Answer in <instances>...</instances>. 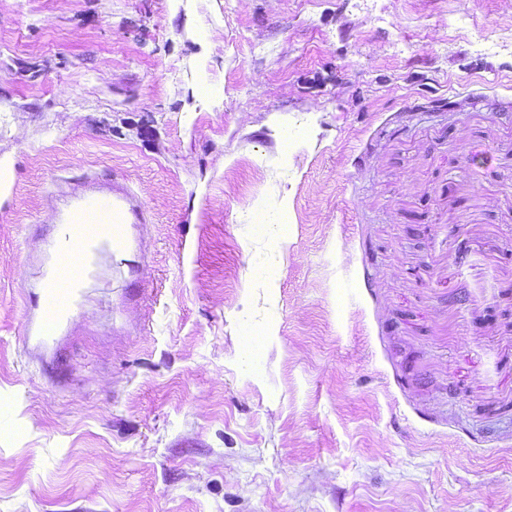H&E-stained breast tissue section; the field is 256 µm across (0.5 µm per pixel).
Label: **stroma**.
<instances>
[{
	"label": "stroma",
	"instance_id": "1",
	"mask_svg": "<svg viewBox=\"0 0 512 512\" xmlns=\"http://www.w3.org/2000/svg\"><path fill=\"white\" fill-rule=\"evenodd\" d=\"M0 171V512H512V0H0ZM127 213L124 200L100 191L84 195L71 207L59 236L49 244L51 263L43 274L42 304L28 321L29 338L38 348H49L57 331L81 305L83 288L98 253L122 250V224H127ZM78 223L84 225L79 227ZM71 271L74 273L68 274Z\"/></svg>",
	"mask_w": 512,
	"mask_h": 512
}]
</instances>
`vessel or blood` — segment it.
<instances>
[{
	"instance_id": "vessel-or-blood-1",
	"label": "vessel or blood",
	"mask_w": 512,
	"mask_h": 512,
	"mask_svg": "<svg viewBox=\"0 0 512 512\" xmlns=\"http://www.w3.org/2000/svg\"><path fill=\"white\" fill-rule=\"evenodd\" d=\"M128 209L124 200L91 192L74 204L50 243L51 263L41 285V307L28 322L38 348L55 341L57 331L80 306L90 267L102 250L121 251Z\"/></svg>"
}]
</instances>
